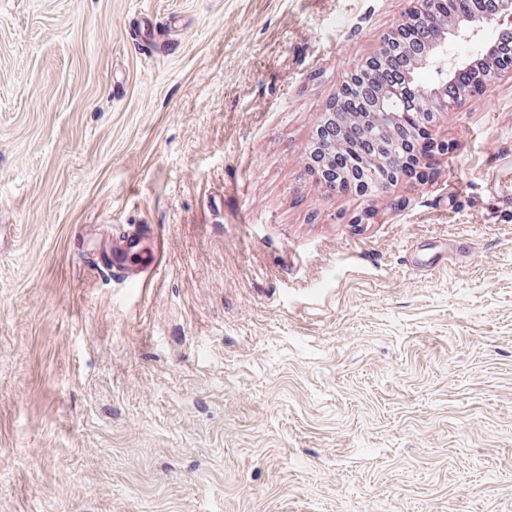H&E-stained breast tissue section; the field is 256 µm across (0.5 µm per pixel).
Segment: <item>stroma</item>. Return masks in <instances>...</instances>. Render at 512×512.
I'll return each mask as SVG.
<instances>
[{
  "label": "stroma",
  "instance_id": "obj_1",
  "mask_svg": "<svg viewBox=\"0 0 512 512\" xmlns=\"http://www.w3.org/2000/svg\"><path fill=\"white\" fill-rule=\"evenodd\" d=\"M412 7L0 0V512H512V74L428 177L305 174ZM85 224L163 267L89 275Z\"/></svg>",
  "mask_w": 512,
  "mask_h": 512
}]
</instances>
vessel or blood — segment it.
<instances>
[{
    "label": "vessel or blood",
    "instance_id": "obj_1",
    "mask_svg": "<svg viewBox=\"0 0 512 512\" xmlns=\"http://www.w3.org/2000/svg\"><path fill=\"white\" fill-rule=\"evenodd\" d=\"M162 238L158 227L140 224L112 235L86 233L84 246L98 257L99 272L142 284L162 265Z\"/></svg>",
    "mask_w": 512,
    "mask_h": 512
}]
</instances>
